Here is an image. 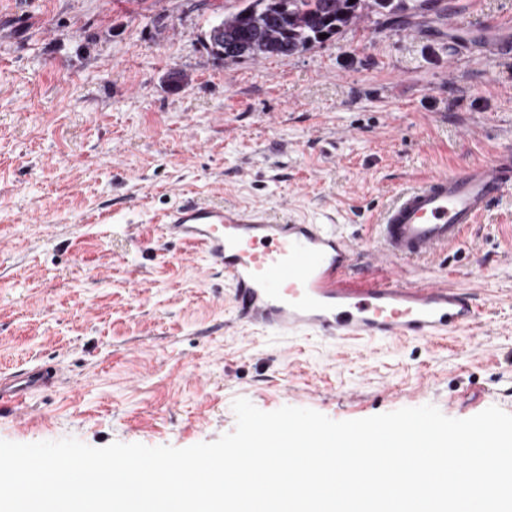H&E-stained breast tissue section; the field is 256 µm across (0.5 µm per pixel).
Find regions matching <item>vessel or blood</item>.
Returning <instances> with one entry per match:
<instances>
[{"mask_svg":"<svg viewBox=\"0 0 512 512\" xmlns=\"http://www.w3.org/2000/svg\"><path fill=\"white\" fill-rule=\"evenodd\" d=\"M469 50L512 58V13L491 22L460 14ZM512 196V154L463 162L393 195L376 227L375 266L385 274L356 276L357 245L335 224L234 205L180 199L166 215L167 240L194 245L223 272L238 321L283 336L373 342L419 338L431 344L481 323L474 295L440 283L412 285L401 269L457 245L478 218ZM56 366L0 372V404L22 409L53 386Z\"/></svg>","mask_w":512,"mask_h":512,"instance_id":"vessel-or-blood-1","label":"vessel or blood"}]
</instances>
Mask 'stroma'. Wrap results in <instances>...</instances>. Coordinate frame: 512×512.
<instances>
[{"mask_svg":"<svg viewBox=\"0 0 512 512\" xmlns=\"http://www.w3.org/2000/svg\"><path fill=\"white\" fill-rule=\"evenodd\" d=\"M239 0H0V371L60 365L0 440L185 448L232 432L235 399L335 421L436 406L512 413V197L410 283L471 286L481 324L436 347L359 352L234 321L224 274L161 236L183 197L336 219L363 255L402 185L512 146V61L452 56L426 0L288 58L213 55ZM188 81L180 89L170 71Z\"/></svg>","mask_w":512,"mask_h":512,"instance_id":"obj_1","label":"stroma"}]
</instances>
